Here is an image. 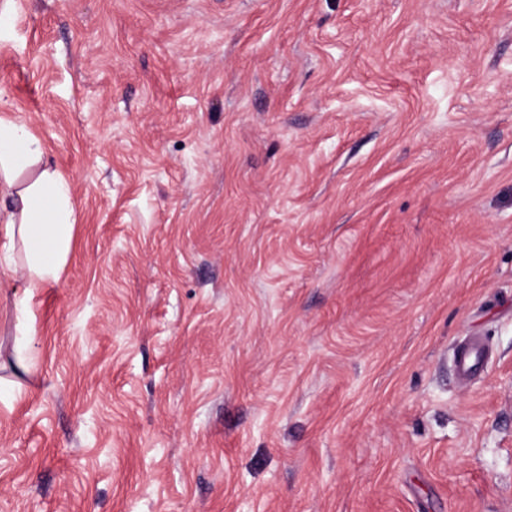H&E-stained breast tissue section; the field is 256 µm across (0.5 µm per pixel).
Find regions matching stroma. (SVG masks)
Instances as JSON below:
<instances>
[{
	"mask_svg": "<svg viewBox=\"0 0 512 512\" xmlns=\"http://www.w3.org/2000/svg\"><path fill=\"white\" fill-rule=\"evenodd\" d=\"M4 3L0 512H512V0ZM44 155L24 122L0 116V275L22 270L31 295L59 281L76 222L70 184ZM486 357L485 344L479 339H470L455 356L458 375L464 380L473 379Z\"/></svg>",
	"mask_w": 512,
	"mask_h": 512,
	"instance_id": "35a3bbf8",
	"label": "stroma"
}]
</instances>
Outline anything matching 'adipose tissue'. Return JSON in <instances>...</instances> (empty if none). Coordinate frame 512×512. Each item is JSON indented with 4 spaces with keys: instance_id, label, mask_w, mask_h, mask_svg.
Instances as JSON below:
<instances>
[{
    "instance_id": "adipose-tissue-1",
    "label": "adipose tissue",
    "mask_w": 512,
    "mask_h": 512,
    "mask_svg": "<svg viewBox=\"0 0 512 512\" xmlns=\"http://www.w3.org/2000/svg\"><path fill=\"white\" fill-rule=\"evenodd\" d=\"M44 155L24 122L0 116V275L23 272L31 291L58 282L76 222L70 184Z\"/></svg>"
}]
</instances>
